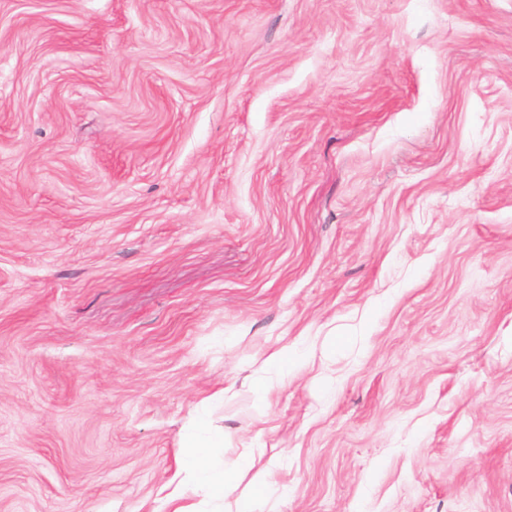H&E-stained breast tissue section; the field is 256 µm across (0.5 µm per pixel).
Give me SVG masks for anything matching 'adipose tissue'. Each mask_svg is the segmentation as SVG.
Returning <instances> with one entry per match:
<instances>
[{"label": "adipose tissue", "mask_w": 512, "mask_h": 512, "mask_svg": "<svg viewBox=\"0 0 512 512\" xmlns=\"http://www.w3.org/2000/svg\"><path fill=\"white\" fill-rule=\"evenodd\" d=\"M209 402H202L184 438L187 453L182 483L191 493L189 504L175 512H260L262 479H254L252 492L227 503L230 472L224 463V434L213 426Z\"/></svg>", "instance_id": "adipose-tissue-1"}]
</instances>
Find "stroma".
Returning <instances> with one entry per match:
<instances>
[{"label": "stroma", "instance_id": "obj_1", "mask_svg": "<svg viewBox=\"0 0 512 512\" xmlns=\"http://www.w3.org/2000/svg\"><path fill=\"white\" fill-rule=\"evenodd\" d=\"M210 397L264 512H512V0H0V512ZM301 362V356L296 351L288 349V347L273 351L266 359L267 367L283 378L287 377L288 372L290 373Z\"/></svg>", "mask_w": 512, "mask_h": 512}]
</instances>
